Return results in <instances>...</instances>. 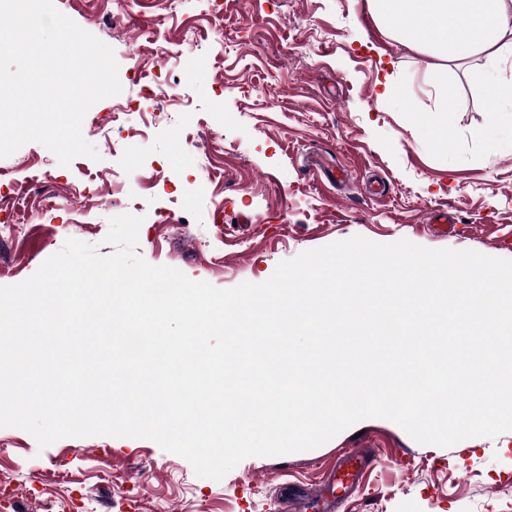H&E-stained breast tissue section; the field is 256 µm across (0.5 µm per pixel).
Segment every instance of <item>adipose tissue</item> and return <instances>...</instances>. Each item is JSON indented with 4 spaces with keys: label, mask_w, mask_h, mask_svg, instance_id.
<instances>
[{
    "label": "adipose tissue",
    "mask_w": 512,
    "mask_h": 512,
    "mask_svg": "<svg viewBox=\"0 0 512 512\" xmlns=\"http://www.w3.org/2000/svg\"><path fill=\"white\" fill-rule=\"evenodd\" d=\"M384 30L404 46L429 52L437 63L433 81L443 113L454 92L448 65L480 55L484 65L462 71L467 83L499 94L491 67L512 58V0H367Z\"/></svg>",
    "instance_id": "adipose-tissue-1"
}]
</instances>
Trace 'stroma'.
I'll use <instances>...</instances> for the list:
<instances>
[{"mask_svg":"<svg viewBox=\"0 0 512 512\" xmlns=\"http://www.w3.org/2000/svg\"><path fill=\"white\" fill-rule=\"evenodd\" d=\"M112 47L120 100L88 111L82 133L100 158L61 166L31 142L0 158V187L22 227L0 248V286L31 277L67 238L108 256L111 217H142L136 252L219 289L267 280L300 253L360 235L389 244L474 250L512 231V106L455 76L446 122L426 129L433 57L379 25L367 0H54ZM168 102L128 79V54L154 71L158 47ZM396 73L409 90L379 101ZM489 129L482 137L481 129ZM446 143H439V136ZM57 188L55 207L31 192ZM376 461L345 512H512V432L453 447L422 445L397 424L368 418L321 447L248 457L222 480L198 477L149 439L88 436L46 448L0 428V512H280L276 488L315 482L348 448Z\"/></svg>","mask_w":512,"mask_h":512,"instance_id":"35a3bbf8","label":"stroma"}]
</instances>
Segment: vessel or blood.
Here are the masks:
<instances>
[{
  "instance_id": "vessel-or-blood-1",
  "label": "vessel or blood",
  "mask_w": 512,
  "mask_h": 512,
  "mask_svg": "<svg viewBox=\"0 0 512 512\" xmlns=\"http://www.w3.org/2000/svg\"><path fill=\"white\" fill-rule=\"evenodd\" d=\"M374 455L368 448L342 451L318 477L316 487L303 481H287L279 487L284 512H340L347 493L370 470Z\"/></svg>"
}]
</instances>
